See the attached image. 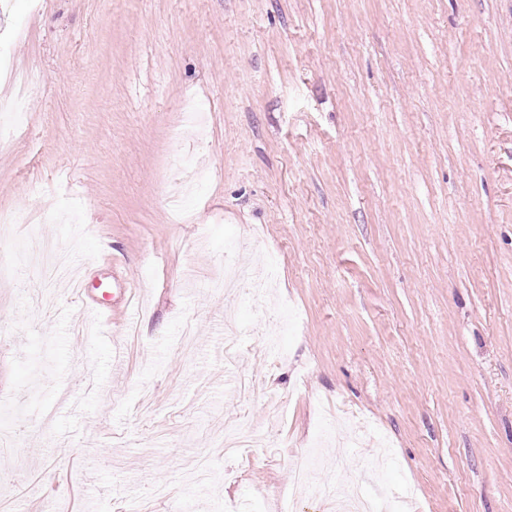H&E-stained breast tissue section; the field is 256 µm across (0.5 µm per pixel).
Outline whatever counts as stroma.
I'll use <instances>...</instances> for the list:
<instances>
[{"mask_svg": "<svg viewBox=\"0 0 512 512\" xmlns=\"http://www.w3.org/2000/svg\"><path fill=\"white\" fill-rule=\"evenodd\" d=\"M1 57L39 85L0 252L53 240L138 302L101 327L0 280V512H288L303 450L297 512L372 472L512 512V0H0ZM229 242L277 258L263 307L214 292ZM322 400L363 425L348 469ZM315 469V458L312 453L302 456L300 465L294 469V480L288 487V511H297L298 499L313 492V472Z\"/></svg>", "mask_w": 512, "mask_h": 512, "instance_id": "1", "label": "stroma"}]
</instances>
